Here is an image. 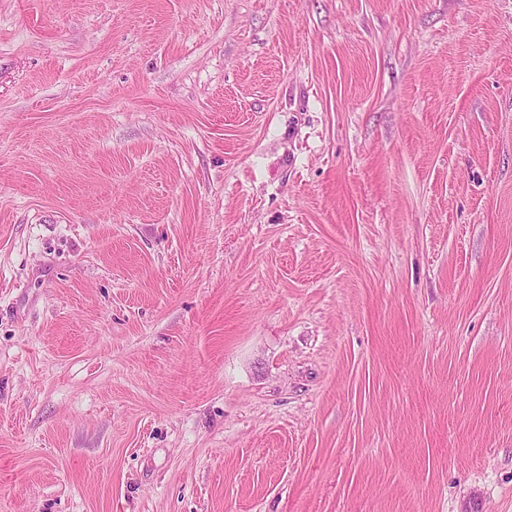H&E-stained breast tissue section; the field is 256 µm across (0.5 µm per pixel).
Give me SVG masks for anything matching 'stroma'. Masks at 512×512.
<instances>
[{"mask_svg":"<svg viewBox=\"0 0 512 512\" xmlns=\"http://www.w3.org/2000/svg\"><path fill=\"white\" fill-rule=\"evenodd\" d=\"M0 512H512V0H0Z\"/></svg>","mask_w":512,"mask_h":512,"instance_id":"stroma-1","label":"stroma"}]
</instances>
